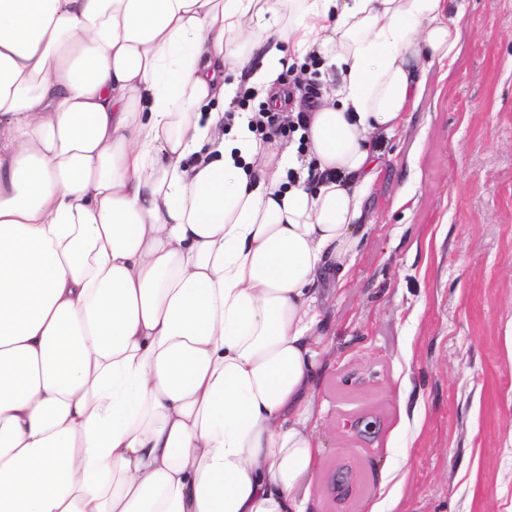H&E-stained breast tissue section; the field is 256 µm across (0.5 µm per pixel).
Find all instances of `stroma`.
<instances>
[{"instance_id":"35a3bbf8","label":"stroma","mask_w":512,"mask_h":512,"mask_svg":"<svg viewBox=\"0 0 512 512\" xmlns=\"http://www.w3.org/2000/svg\"><path fill=\"white\" fill-rule=\"evenodd\" d=\"M459 2V55L373 135L354 256L325 283L307 512H512V0Z\"/></svg>"}]
</instances>
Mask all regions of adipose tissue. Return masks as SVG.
Segmentation results:
<instances>
[{
	"label": "adipose tissue",
	"mask_w": 512,
	"mask_h": 512,
	"mask_svg": "<svg viewBox=\"0 0 512 512\" xmlns=\"http://www.w3.org/2000/svg\"><path fill=\"white\" fill-rule=\"evenodd\" d=\"M456 0H0V512H305L324 284ZM337 69L308 166L236 77ZM296 170L289 180L288 170ZM270 111L269 108L264 109L261 108L257 113H255V117L249 121V129L251 131H254L255 127L256 130L264 131L266 129L272 130L275 133L280 134H274L270 132L267 135V139L263 140L265 143H271L273 146L282 147L284 144H288L290 141L293 140V133H289L290 131L293 132L295 130V125L288 123V125L282 124L281 119L276 112H268ZM255 124V126H254ZM289 128V132H288ZM288 137H283V136Z\"/></svg>",
	"instance_id": "ef3b65f1"
}]
</instances>
